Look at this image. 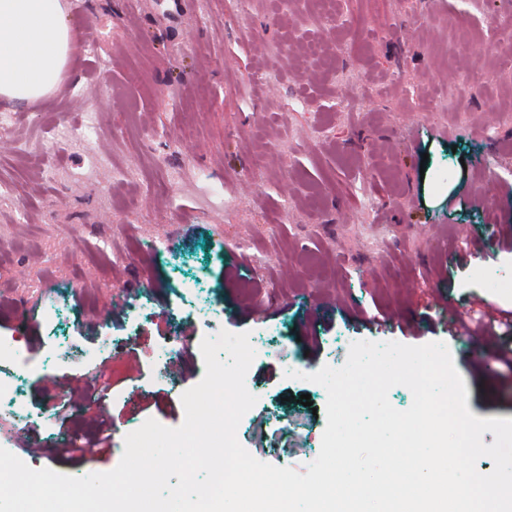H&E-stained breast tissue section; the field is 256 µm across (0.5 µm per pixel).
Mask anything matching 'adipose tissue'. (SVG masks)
<instances>
[{"label": "adipose tissue", "instance_id": "1", "mask_svg": "<svg viewBox=\"0 0 512 512\" xmlns=\"http://www.w3.org/2000/svg\"><path fill=\"white\" fill-rule=\"evenodd\" d=\"M77 53L68 0H0V103L59 92Z\"/></svg>", "mask_w": 512, "mask_h": 512}]
</instances>
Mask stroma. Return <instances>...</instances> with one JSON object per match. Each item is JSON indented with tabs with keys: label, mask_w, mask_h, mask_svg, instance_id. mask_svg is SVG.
<instances>
[{
	"label": "stroma",
	"mask_w": 512,
	"mask_h": 512,
	"mask_svg": "<svg viewBox=\"0 0 512 512\" xmlns=\"http://www.w3.org/2000/svg\"><path fill=\"white\" fill-rule=\"evenodd\" d=\"M69 2L61 91L0 106V336L31 366L26 415L0 413L9 451L83 476L147 419L179 427L207 315L261 346L237 433L272 465L305 471L326 425L324 388L289 365L335 366L356 341L445 343L470 412L512 418L494 345L427 310L512 311L487 281L512 271V0ZM460 20L491 58L457 48ZM103 410V461L44 456L96 441Z\"/></svg>",
	"instance_id": "1"
}]
</instances>
